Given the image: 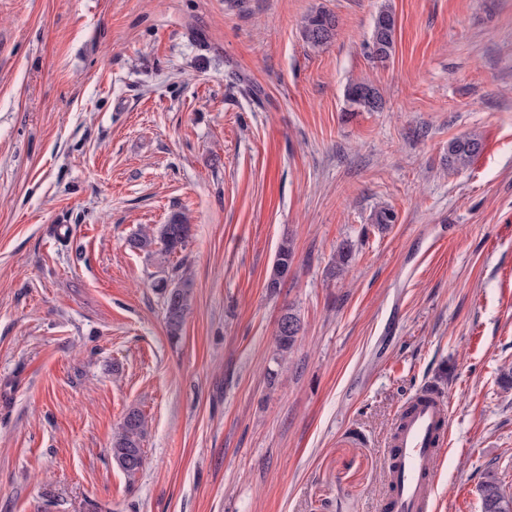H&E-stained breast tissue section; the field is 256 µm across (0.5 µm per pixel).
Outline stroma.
Instances as JSON below:
<instances>
[{
    "label": "stroma",
    "instance_id": "stroma-1",
    "mask_svg": "<svg viewBox=\"0 0 512 512\" xmlns=\"http://www.w3.org/2000/svg\"><path fill=\"white\" fill-rule=\"evenodd\" d=\"M354 82L383 109L350 111ZM176 212L185 250L129 246ZM176 268L173 340L154 283ZM509 365L512 0H0V512H379L425 387L450 399L432 512H481L486 473L512 493ZM132 407L130 476L111 448ZM396 20L389 7H382L375 18L372 41L369 46L373 59L385 61L395 50ZM336 19L327 12H317L309 15L304 21L303 35L312 47L326 44L335 34ZM482 147L481 139L477 135H465L454 138L448 143V166L452 169L467 167ZM294 261V247L291 240L285 239L279 245L275 260L269 274L266 288L270 293H277L288 277ZM164 296L165 325L167 333L172 339L181 336L185 318L191 307L192 283L186 276L174 278H161L156 284ZM279 320L280 324L276 330L275 340L278 354L285 357L295 346L301 330V320L297 313L290 308L285 310ZM146 420L136 408H130L112 438V458L128 475H134L144 464L142 440Z\"/></svg>",
    "mask_w": 512,
    "mask_h": 512
}]
</instances>
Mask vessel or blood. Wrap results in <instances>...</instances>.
I'll list each match as a JSON object with an SVG mask.
<instances>
[{
    "instance_id": "1",
    "label": "vessel or blood",
    "mask_w": 512,
    "mask_h": 512,
    "mask_svg": "<svg viewBox=\"0 0 512 512\" xmlns=\"http://www.w3.org/2000/svg\"><path fill=\"white\" fill-rule=\"evenodd\" d=\"M449 406L443 396L424 389L401 409L390 442L389 495L383 512H429L430 465L446 443Z\"/></svg>"
}]
</instances>
